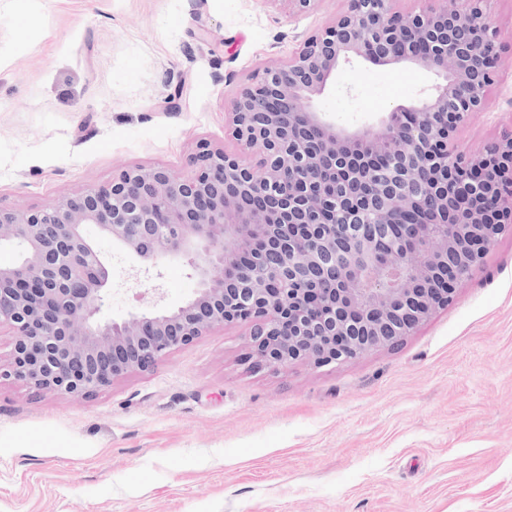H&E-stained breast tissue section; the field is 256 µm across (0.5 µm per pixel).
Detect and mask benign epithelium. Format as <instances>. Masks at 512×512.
<instances>
[{"mask_svg": "<svg viewBox=\"0 0 512 512\" xmlns=\"http://www.w3.org/2000/svg\"><path fill=\"white\" fill-rule=\"evenodd\" d=\"M347 2L235 100L233 134L259 165L202 142L186 177L138 167L54 206L0 209V245L22 251L0 267V327L15 336L7 376L90 397L231 321L252 324L249 368L323 367L395 346L453 301L512 220V136L476 158L456 143L499 71L497 30L481 0H430L407 17L394 0ZM353 56L441 82L374 125L340 126L311 100ZM274 211L311 225L275 241L278 268L256 247ZM394 224L402 238L380 248ZM89 225L142 261L187 259L194 296L100 320L108 271Z\"/></svg>", "mask_w": 512, "mask_h": 512, "instance_id": "benign-epithelium-1", "label": "benign epithelium"}]
</instances>
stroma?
I'll use <instances>...</instances> for the list:
<instances>
[{
    "instance_id": "stroma-1",
    "label": "stroma",
    "mask_w": 512,
    "mask_h": 512,
    "mask_svg": "<svg viewBox=\"0 0 512 512\" xmlns=\"http://www.w3.org/2000/svg\"><path fill=\"white\" fill-rule=\"evenodd\" d=\"M500 81L456 133L480 156L512 133V0H484ZM347 0H0V207L46 208L122 170L191 173L242 88ZM356 59L314 106L372 124L437 84ZM99 317L183 305L181 258L102 243ZM231 322L88 398L0 378V512H512V231L398 345L339 365L251 371Z\"/></svg>"
}]
</instances>
